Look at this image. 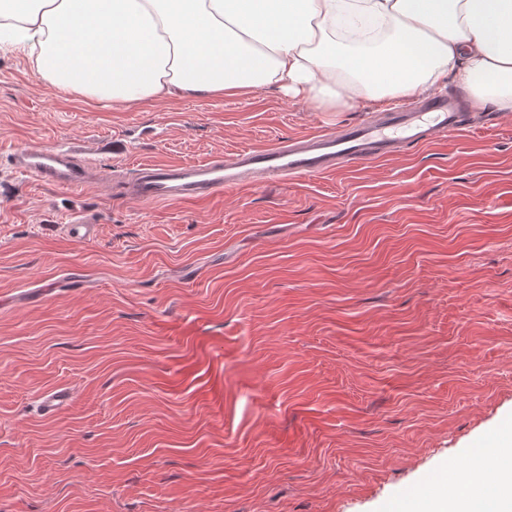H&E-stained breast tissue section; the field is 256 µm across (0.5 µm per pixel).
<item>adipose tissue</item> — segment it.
I'll return each instance as SVG.
<instances>
[{
  "label": "adipose tissue",
  "mask_w": 512,
  "mask_h": 512,
  "mask_svg": "<svg viewBox=\"0 0 512 512\" xmlns=\"http://www.w3.org/2000/svg\"><path fill=\"white\" fill-rule=\"evenodd\" d=\"M18 46L38 80L72 99L135 106L271 86L330 111L388 103L459 80L473 100L512 112V0H0V46ZM508 446L499 478L470 493L436 479L397 512H512Z\"/></svg>",
  "instance_id": "ef3b65f1"
}]
</instances>
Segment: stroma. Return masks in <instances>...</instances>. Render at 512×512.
Here are the masks:
<instances>
[{"label": "stroma", "mask_w": 512, "mask_h": 512, "mask_svg": "<svg viewBox=\"0 0 512 512\" xmlns=\"http://www.w3.org/2000/svg\"><path fill=\"white\" fill-rule=\"evenodd\" d=\"M383 109L273 87L100 108L0 52V512H392L472 469L512 421V112L207 201L122 189ZM62 140L106 185L9 164Z\"/></svg>", "instance_id": "stroma-1"}]
</instances>
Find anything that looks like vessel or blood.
Wrapping results in <instances>:
<instances>
[{"label": "vessel or blood", "instance_id": "vessel-or-blood-1", "mask_svg": "<svg viewBox=\"0 0 512 512\" xmlns=\"http://www.w3.org/2000/svg\"><path fill=\"white\" fill-rule=\"evenodd\" d=\"M464 127L463 99L440 96L333 132L249 147L200 163L147 164L126 179L125 191L144 203L203 200L242 186L317 176L346 163L388 158L431 142L437 133ZM10 157L17 172L49 186L81 191L94 176L84 147L68 141L16 148Z\"/></svg>", "mask_w": 512, "mask_h": 512}]
</instances>
